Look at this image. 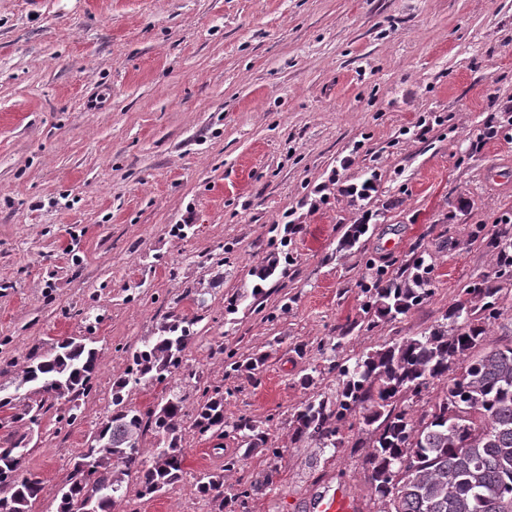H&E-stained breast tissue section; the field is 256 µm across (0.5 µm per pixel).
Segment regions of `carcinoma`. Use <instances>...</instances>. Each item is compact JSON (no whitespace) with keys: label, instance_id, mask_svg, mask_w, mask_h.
<instances>
[{"label":"carcinoma","instance_id":"obj_1","mask_svg":"<svg viewBox=\"0 0 512 512\" xmlns=\"http://www.w3.org/2000/svg\"><path fill=\"white\" fill-rule=\"evenodd\" d=\"M497 254L492 275L478 276L480 287L463 288L448 306L444 321L418 336L405 337L371 350L339 370L331 393L316 392L288 420L294 445L336 452H358L363 442L350 441L340 425L359 413L358 432L369 436L371 449L359 461L377 512H512V326L496 339L490 327L504 318L503 301L512 287V225L500 224L486 238ZM364 313L392 321L432 295L426 258L417 256L401 279L378 275L372 281ZM201 318L166 317L156 331L131 351L126 376L117 380L98 428L74 458L58 489L56 512H75L81 499H93V512H131L134 500L151 499L177 487L185 475L183 418L193 435L224 439L233 434L239 454L224 458V470L266 443V431L240 416L224 421V384L200 386L186 366V350ZM262 359L230 371L252 382ZM98 351L83 339L67 337L45 352H33L22 374L20 395L0 387V422L9 438L0 444V512H31L44 491L40 478L24 473L28 434L59 400L71 403L74 424L80 400L97 391ZM448 380L445 390L434 386ZM162 386L161 400L140 408L130 389ZM202 391L192 410L190 393ZM158 438L145 458L142 441ZM93 461L94 482L83 464ZM279 475L269 465L233 493H224V474L195 477V491L214 512H234L263 495Z\"/></svg>","mask_w":512,"mask_h":512}]
</instances>
